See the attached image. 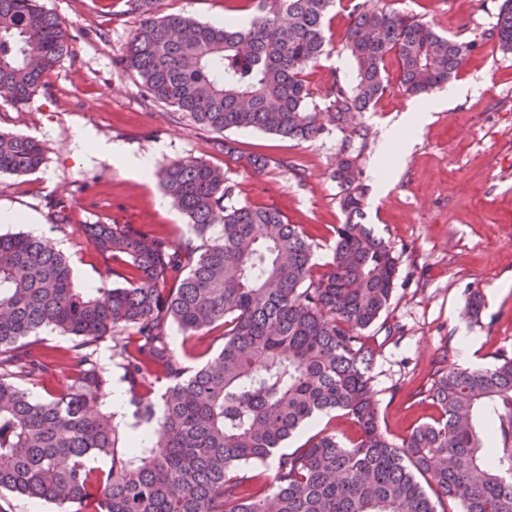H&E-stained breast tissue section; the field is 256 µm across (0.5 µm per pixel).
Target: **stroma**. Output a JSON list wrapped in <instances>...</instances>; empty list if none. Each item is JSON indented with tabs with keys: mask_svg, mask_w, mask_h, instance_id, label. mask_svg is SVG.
Returning a JSON list of instances; mask_svg holds the SVG:
<instances>
[{
	"mask_svg": "<svg viewBox=\"0 0 512 512\" xmlns=\"http://www.w3.org/2000/svg\"><path fill=\"white\" fill-rule=\"evenodd\" d=\"M438 33L471 44L455 77L466 94L434 112L411 153L392 160L381 152L387 127L399 121L414 97L398 82L397 61L387 58L390 86L368 111L354 114L348 129L326 122L312 141L283 138L256 129L215 134L146 98L133 74L116 61L140 17L125 0H42L68 24L69 51L44 89L23 106L0 103V129L26 134L46 148L42 167L31 174H0V234L25 232L52 239L71 264L75 287L98 288L106 268L80 232L84 224H131L166 232L178 244L193 235L186 217L165 201L158 179L141 182L120 164L77 155L73 132L87 128L122 143L133 154L153 155L156 164L199 158L224 171L231 202L269 208L302 225L313 242L314 260L331 262L334 229L345 220L337 163L347 158L361 170L367 192L364 221L400 257L396 288L379 323L366 331L376 352L371 390L381 427L401 442L413 427L432 421L424 402L435 371L461 366L457 336L480 339L476 356L493 365L512 353V53L492 37L500 0H388ZM162 14L189 15L215 23L226 17L250 20L252 0H156ZM345 0L326 19V50L306 71L310 102L324 111L333 79L352 82L355 63L345 44ZM231 142L234 154L223 144ZM265 157L253 174L249 155ZM395 168L388 189L382 171ZM64 210L65 226L52 214ZM477 315L464 316L471 298ZM189 351L194 369L222 346L223 327L186 338L170 328Z\"/></svg>",
	"mask_w": 512,
	"mask_h": 512,
	"instance_id": "obj_1",
	"label": "stroma"
}]
</instances>
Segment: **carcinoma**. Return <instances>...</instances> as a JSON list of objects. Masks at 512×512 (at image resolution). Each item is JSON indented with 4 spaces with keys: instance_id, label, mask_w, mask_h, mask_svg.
Segmentation results:
<instances>
[{
    "instance_id": "1",
    "label": "carcinoma",
    "mask_w": 512,
    "mask_h": 512,
    "mask_svg": "<svg viewBox=\"0 0 512 512\" xmlns=\"http://www.w3.org/2000/svg\"><path fill=\"white\" fill-rule=\"evenodd\" d=\"M126 3L143 19L119 65L145 96L217 134L252 128L307 141L324 131L304 74L323 54L333 0H256L246 27ZM347 6L356 81L325 92L338 126L387 91V57L405 91L422 95L455 77L471 50L385 0ZM491 37L512 51V0H502ZM68 48L66 23L37 0H0V100L27 104ZM44 159L39 141L0 130V174H31ZM360 176L351 160L339 163L346 220L323 272L300 226L230 204L224 170L200 159L170 162L158 177L202 244L174 248L162 233L86 224L87 241L121 279L95 294L73 288L51 239L0 234V501L58 512H446L449 503L512 512V354L438 374L427 399L439 417L401 442L381 429L363 332L389 307L399 257L360 222ZM218 322L222 349L186 371L169 326L193 336ZM49 327L75 340L70 351L30 341ZM106 338L129 383L131 428L155 429L153 447H133L104 411L110 380L91 347ZM59 370L69 384L33 400L28 386H46ZM331 411L353 421L357 439L324 433L276 455ZM273 456L271 482L245 472Z\"/></svg>"
}]
</instances>
